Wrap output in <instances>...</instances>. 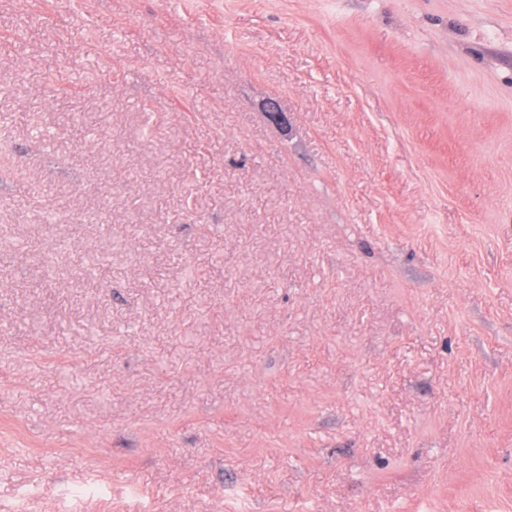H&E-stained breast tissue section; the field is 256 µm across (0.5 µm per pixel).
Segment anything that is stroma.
Instances as JSON below:
<instances>
[{"mask_svg": "<svg viewBox=\"0 0 512 512\" xmlns=\"http://www.w3.org/2000/svg\"><path fill=\"white\" fill-rule=\"evenodd\" d=\"M7 39L0 512H512V0Z\"/></svg>", "mask_w": 512, "mask_h": 512, "instance_id": "1", "label": "stroma"}]
</instances>
